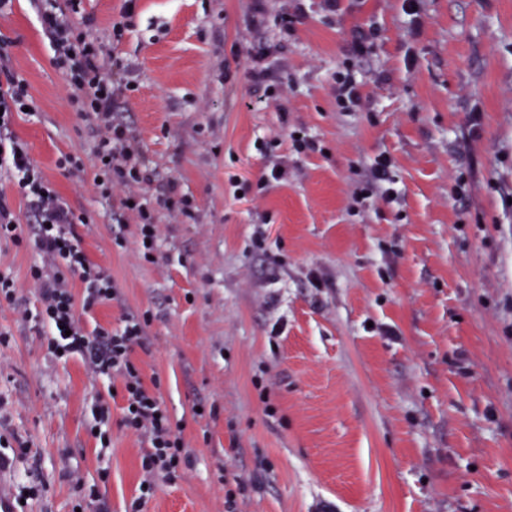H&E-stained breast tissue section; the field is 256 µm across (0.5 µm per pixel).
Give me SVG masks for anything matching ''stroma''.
Segmentation results:
<instances>
[{"instance_id": "1", "label": "stroma", "mask_w": 512, "mask_h": 512, "mask_svg": "<svg viewBox=\"0 0 512 512\" xmlns=\"http://www.w3.org/2000/svg\"><path fill=\"white\" fill-rule=\"evenodd\" d=\"M371 24V54L351 60L353 28ZM0 35L36 105L15 131L88 216L82 244L124 294L93 322L153 315L134 358L160 377L193 463L143 512H225L228 498L234 512H512V0H418L414 17L403 0H136L121 117L194 203L182 223L159 214L152 263L116 245L92 168L56 165L89 163L91 137L34 0L0 12ZM246 46L287 93L249 80ZM348 64L364 104L342 112L331 86ZM291 129L318 151L294 152ZM382 153L391 204L368 190ZM35 259L0 245L30 305ZM109 389L0 311V491L38 485L28 512H73L74 475L105 470L86 512H131L141 442ZM101 399L105 445L88 432Z\"/></svg>"}]
</instances>
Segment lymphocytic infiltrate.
Instances as JSON below:
<instances>
[{
  "label": "lymphocytic infiltrate",
  "instance_id": "f902f5d3",
  "mask_svg": "<svg viewBox=\"0 0 512 512\" xmlns=\"http://www.w3.org/2000/svg\"><path fill=\"white\" fill-rule=\"evenodd\" d=\"M42 31L54 52V63L69 89L68 105L92 136L93 184L108 200V223L125 227L136 217L138 256L154 261L158 251L159 211L173 220L191 217L190 200L173 179H162L148 160L133 130L120 120L118 108L128 85L122 59L92 33L93 20L82 13V0H36ZM11 42L0 37V164L15 174V196L27 204L18 215L11 196L0 191V240L27 244L40 257L28 271L39 307H23L14 279L0 274V310L19 312L41 324L50 353L57 360L79 356L93 378L119 381L124 400L120 425L136 435L143 448V479L133 502L135 512L153 497L157 480L182 479L191 455L172 424L160 396L159 377L144 378L133 358L145 347L150 312L126 311L118 327H88L85 316L99 305L119 303L123 293L110 270L86 254L78 232L85 213L76 211L30 156L14 125L25 109L34 108L30 85L10 65Z\"/></svg>",
  "mask_w": 512,
  "mask_h": 512
}]
</instances>
